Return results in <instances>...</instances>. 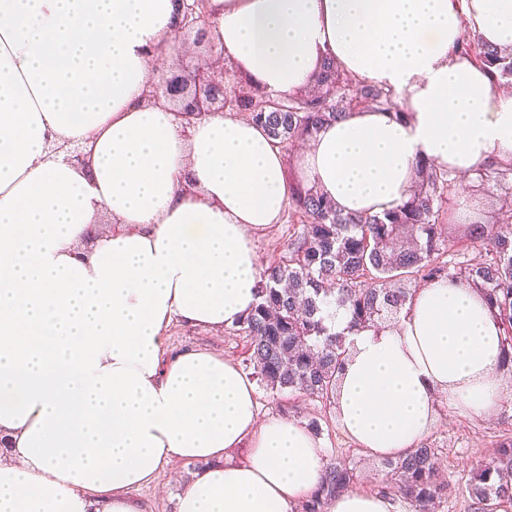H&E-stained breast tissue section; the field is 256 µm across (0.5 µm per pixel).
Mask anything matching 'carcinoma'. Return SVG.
<instances>
[{
  "mask_svg": "<svg viewBox=\"0 0 512 512\" xmlns=\"http://www.w3.org/2000/svg\"><path fill=\"white\" fill-rule=\"evenodd\" d=\"M470 49L495 81L512 78V53L477 41L464 47ZM317 84V95L285 97L274 106L254 87L232 106L264 126L272 140L290 146L344 116L355 99L402 114L393 92L357 84L330 58L322 62ZM417 172L410 201L380 215L343 214L311 187L292 192V217L303 228L279 261L261 273L259 301L239 324L250 342L249 366L265 389L332 406L348 350L342 335L326 324L327 299L347 312L348 329L379 328L397 321L421 284L449 277L479 291L499 316L504 365L512 368V233L495 224L461 222L456 206L461 184L448 170L420 160ZM498 175L496 168L477 175L471 190H490ZM439 452L432 443H420L384 462L387 481L418 512H434L446 495ZM355 477L346 460H327L317 492L300 512H323L328 499L351 487ZM468 493L473 512H497L500 504L512 502V437L471 469Z\"/></svg>",
  "mask_w": 512,
  "mask_h": 512,
  "instance_id": "carcinoma-1",
  "label": "carcinoma"
}]
</instances>
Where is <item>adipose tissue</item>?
<instances>
[{
    "mask_svg": "<svg viewBox=\"0 0 512 512\" xmlns=\"http://www.w3.org/2000/svg\"><path fill=\"white\" fill-rule=\"evenodd\" d=\"M209 9L211 41L253 85L288 96L330 58L397 92L404 113L355 109L292 158L221 112L185 129L146 98L153 56H178L177 0H0V512H150L133 490L183 461L199 469L177 512H294L320 485L319 437L260 420L235 361L167 355L169 325L220 330L255 307V235L286 211L288 165L342 212L379 214L410 200L418 160L467 178L512 161V90L457 49L466 34L512 49V0ZM63 144L86 147V164ZM326 311L346 334L335 411L356 448L398 457L440 407L502 406V325L459 280L422 285L379 330ZM327 512L396 504L351 488Z\"/></svg>",
    "mask_w": 512,
    "mask_h": 512,
    "instance_id": "adipose-tissue-1",
    "label": "adipose tissue"
}]
</instances>
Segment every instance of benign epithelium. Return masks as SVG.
<instances>
[{"instance_id":"7a95c632","label":"benign epithelium","mask_w":512,"mask_h":512,"mask_svg":"<svg viewBox=\"0 0 512 512\" xmlns=\"http://www.w3.org/2000/svg\"><path fill=\"white\" fill-rule=\"evenodd\" d=\"M182 25L175 32L174 41L180 46V58L186 62L188 77H168L164 62L156 59L149 74L148 100H183L177 109L181 120L194 119L224 111V54L210 47L209 54L200 57L195 44L205 41L207 18L196 14L192 0H181Z\"/></svg>"}]
</instances>
